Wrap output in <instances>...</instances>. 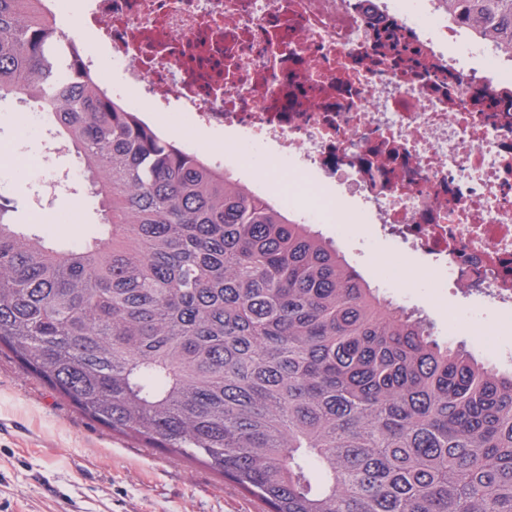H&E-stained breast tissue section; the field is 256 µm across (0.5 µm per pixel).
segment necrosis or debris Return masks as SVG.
I'll return each instance as SVG.
<instances>
[{
  "label": "necrosis or debris",
  "mask_w": 512,
  "mask_h": 512,
  "mask_svg": "<svg viewBox=\"0 0 512 512\" xmlns=\"http://www.w3.org/2000/svg\"><path fill=\"white\" fill-rule=\"evenodd\" d=\"M89 0L124 66L113 86L160 135L179 105L196 123L274 146L292 208L321 224L361 201L398 252L512 312V60L495 59L436 0ZM455 38L462 56L445 42ZM253 193L263 172L231 147L204 152Z\"/></svg>",
  "instance_id": "1"
}]
</instances>
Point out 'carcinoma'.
Returning a JSON list of instances; mask_svg holds the SVG:
<instances>
[{"instance_id": "cac0c4a2", "label": "carcinoma", "mask_w": 512, "mask_h": 512, "mask_svg": "<svg viewBox=\"0 0 512 512\" xmlns=\"http://www.w3.org/2000/svg\"><path fill=\"white\" fill-rule=\"evenodd\" d=\"M512 57V0H439ZM47 115L106 231L0 196V352L269 512H512V375L435 336L288 204L142 124L44 0H0V101Z\"/></svg>"}]
</instances>
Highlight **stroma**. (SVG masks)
Here are the masks:
<instances>
[{
    "label": "stroma",
    "instance_id": "35a3bbf8",
    "mask_svg": "<svg viewBox=\"0 0 512 512\" xmlns=\"http://www.w3.org/2000/svg\"><path fill=\"white\" fill-rule=\"evenodd\" d=\"M49 126L43 114L19 111L12 100L0 102V141L22 129L24 151L41 153ZM38 187L27 168L0 163V195L12 201L16 224L46 227L76 210L81 221L65 226L66 243L97 235L99 205L86 189L59 193L36 214L31 201ZM351 230L352 237L338 246L367 280L426 316L439 338L485 354L480 338L498 319L481 295L442 289L424 276L426 262L416 255L400 256L399 270H392L390 240L370 236L360 214H353ZM0 512H267V507L201 464L85 418L10 354L0 353Z\"/></svg>",
    "mask_w": 512,
    "mask_h": 512
}]
</instances>
